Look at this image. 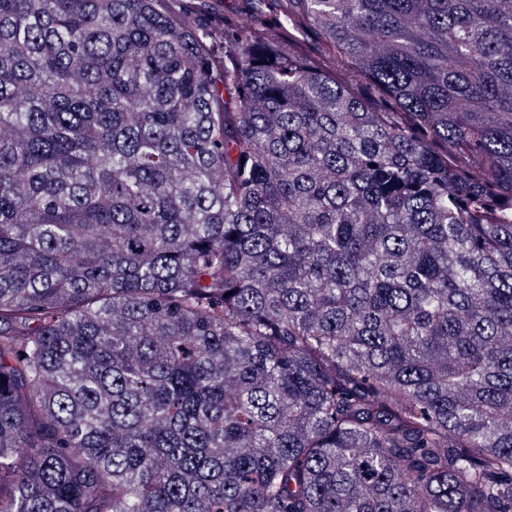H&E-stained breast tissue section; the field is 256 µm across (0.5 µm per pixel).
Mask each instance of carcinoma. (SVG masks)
<instances>
[{
  "label": "carcinoma",
  "instance_id": "1",
  "mask_svg": "<svg viewBox=\"0 0 512 512\" xmlns=\"http://www.w3.org/2000/svg\"><path fill=\"white\" fill-rule=\"evenodd\" d=\"M270 27L0 0V512H512V0Z\"/></svg>",
  "mask_w": 512,
  "mask_h": 512
}]
</instances>
